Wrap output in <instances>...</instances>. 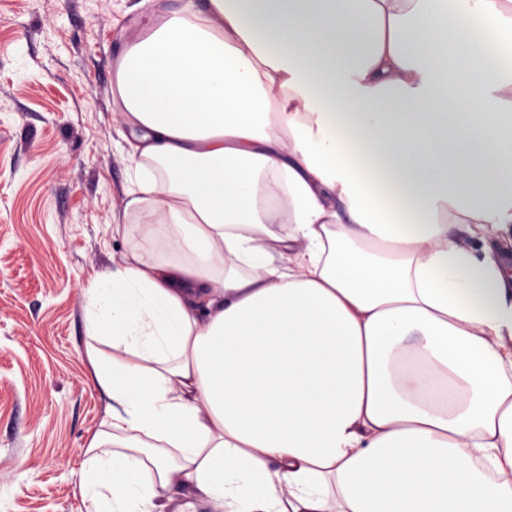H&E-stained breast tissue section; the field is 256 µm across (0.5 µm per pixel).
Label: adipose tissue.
<instances>
[{
  "mask_svg": "<svg viewBox=\"0 0 512 512\" xmlns=\"http://www.w3.org/2000/svg\"><path fill=\"white\" fill-rule=\"evenodd\" d=\"M112 110L86 512H512V0L188 2Z\"/></svg>",
  "mask_w": 512,
  "mask_h": 512,
  "instance_id": "adipose-tissue-1",
  "label": "adipose tissue"
}]
</instances>
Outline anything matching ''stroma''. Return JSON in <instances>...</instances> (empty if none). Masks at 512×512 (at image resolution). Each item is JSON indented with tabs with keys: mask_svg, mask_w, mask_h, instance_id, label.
<instances>
[{
	"mask_svg": "<svg viewBox=\"0 0 512 512\" xmlns=\"http://www.w3.org/2000/svg\"><path fill=\"white\" fill-rule=\"evenodd\" d=\"M140 0H0V512H85L77 492L107 399L82 290L121 261L132 170L114 62Z\"/></svg>",
	"mask_w": 512,
	"mask_h": 512,
	"instance_id": "obj_1",
	"label": "stroma"
}]
</instances>
